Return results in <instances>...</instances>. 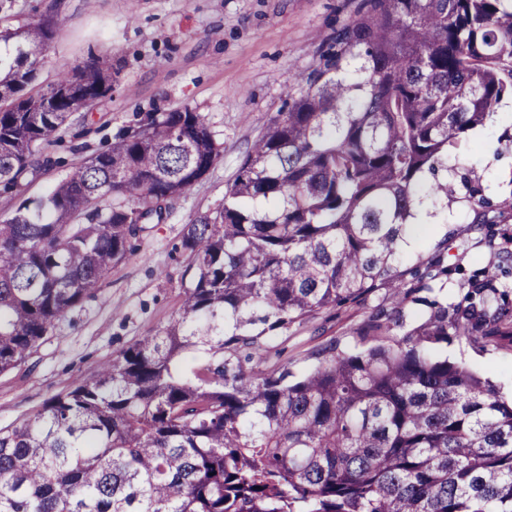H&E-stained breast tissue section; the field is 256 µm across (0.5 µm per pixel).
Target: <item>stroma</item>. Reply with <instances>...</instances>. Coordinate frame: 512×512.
<instances>
[{
	"label": "stroma",
	"mask_w": 512,
	"mask_h": 512,
	"mask_svg": "<svg viewBox=\"0 0 512 512\" xmlns=\"http://www.w3.org/2000/svg\"><path fill=\"white\" fill-rule=\"evenodd\" d=\"M359 0H0V29H19L39 20L55 24L42 54L39 82L91 59L111 63L109 98L85 112L83 124L62 132V143L46 148L18 195L0 194V219L20 199L48 194L76 157L65 141L82 134L85 154L105 145L118 127L140 112L190 107L209 124L222 158L186 194L171 202L162 221L147 225L135 249L101 281L98 290L57 321L28 362L0 374V429H9L51 397L95 373L138 339L177 319L191 272L181 248L183 229L218 209L230 182L269 118L286 111L295 75L318 61L336 27L353 16ZM498 125L480 128L476 153L453 155L452 163L473 166L484 181L506 190L512 155L499 154ZM452 221L437 225L435 238L448 240L447 294L456 298L469 272L496 261L501 248L489 239L472 212L452 204ZM380 295L362 306L323 315L286 336L272 339L294 372L306 370L308 352L330 340L357 345L355 330L375 312ZM440 356L488 378L500 395L512 397V340L483 346L458 337L438 347Z\"/></svg>",
	"instance_id": "1"
}]
</instances>
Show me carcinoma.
I'll use <instances>...</instances> for the list:
<instances>
[{
	"mask_svg": "<svg viewBox=\"0 0 512 512\" xmlns=\"http://www.w3.org/2000/svg\"><path fill=\"white\" fill-rule=\"evenodd\" d=\"M54 25L0 31V192L79 112L112 92L93 61L36 87ZM512 100V0H361L297 75L224 189L186 225L182 313L9 430L0 512H512V402L436 348L512 329V287L478 268L460 300L448 240L412 224L463 201L507 237L509 191L448 165ZM201 113L144 112L50 194L0 219V373L27 362L168 204L220 158ZM427 253L404 267V237ZM383 294L390 309L295 374L270 339ZM420 306L405 329L403 306ZM188 350L195 364L181 367Z\"/></svg>",
	"mask_w": 512,
	"mask_h": 512,
	"instance_id": "carcinoma-1",
	"label": "carcinoma"
}]
</instances>
